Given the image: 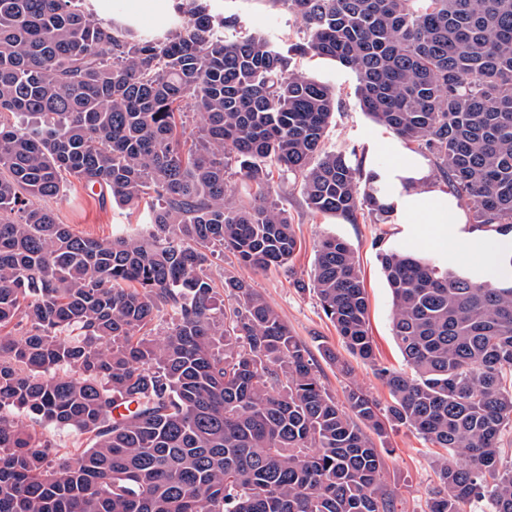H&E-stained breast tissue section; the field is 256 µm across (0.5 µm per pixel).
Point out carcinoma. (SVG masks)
Listing matches in <instances>:
<instances>
[{
	"mask_svg": "<svg viewBox=\"0 0 512 512\" xmlns=\"http://www.w3.org/2000/svg\"><path fill=\"white\" fill-rule=\"evenodd\" d=\"M278 2L300 16L302 49L353 70L363 110L472 205L468 229L512 234V0ZM175 12L158 36L91 0H0V512H393L367 432L398 425L448 453L429 512H512V285L383 253L412 370L378 366L384 409L356 386L338 404L246 278H224L239 305L218 307L215 250L266 272L298 248L269 167L300 176L318 212L391 207L323 150L333 88L288 72L261 37L224 39L208 0ZM190 111L203 124L188 135ZM71 180L130 207L154 194L148 232L99 241L32 204ZM311 287L375 361L344 240L320 243ZM25 418L87 446L52 464Z\"/></svg>",
	"mask_w": 512,
	"mask_h": 512,
	"instance_id": "cac0c4a2",
	"label": "carcinoma"
}]
</instances>
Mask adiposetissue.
<instances>
[{"label": "adipose tissue", "instance_id": "obj_1", "mask_svg": "<svg viewBox=\"0 0 512 512\" xmlns=\"http://www.w3.org/2000/svg\"><path fill=\"white\" fill-rule=\"evenodd\" d=\"M394 190L387 197L400 223L430 224L440 243H447L448 190L432 181L422 160L408 157L389 174Z\"/></svg>", "mask_w": 512, "mask_h": 512}]
</instances>
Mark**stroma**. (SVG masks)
I'll use <instances>...</instances> for the list:
<instances>
[{"instance_id":"35a3bbf8","label":"stroma","mask_w":512,"mask_h":512,"mask_svg":"<svg viewBox=\"0 0 512 512\" xmlns=\"http://www.w3.org/2000/svg\"><path fill=\"white\" fill-rule=\"evenodd\" d=\"M148 0V7L135 9V0H93L98 15L113 17L133 28L164 34L174 17V0ZM215 12L230 17L232 24L224 37L236 40L245 36L265 38L286 56L288 69L317 78L336 91L339 107L327 127L325 150L344 153L361 177L377 170L387 171L397 163L392 143L393 132L377 124L362 109L357 94V81L351 69L337 62L292 50L304 39L303 22L293 11L283 9L279 0H212ZM269 199L287 215L300 241L289 271L251 272L247 278L253 288L265 297L295 336L303 340L317 359L318 370L328 391L343 399L346 388L357 386L370 393L381 404L391 401L388 388L377 375V366L400 371L407 364L399 351L391 330L392 294L381 267L382 253L396 250L447 261L446 251L435 244L429 226L399 224L395 220L379 222L367 211H359L356 219L339 218L313 211L302 191L301 182L293 175H273ZM60 223L71 225L76 233L107 240L121 232L137 233L146 228V207L131 208L113 201L101 200L78 184L67 185L65 191L46 200ZM454 243L462 261L473 263L476 278L511 281L512 270L497 263L496 240L464 231L455 225ZM335 236L348 242L359 265L367 292L368 320L375 344V363L352 356L326 318L313 290L300 289L297 280L310 276L319 242ZM349 360L350 375L337 373L322 357L323 348ZM441 449L432 447L414 430L393 427L384 442L382 480L394 491V512H428L432 491L437 483V461Z\"/></svg>"}]
</instances>
